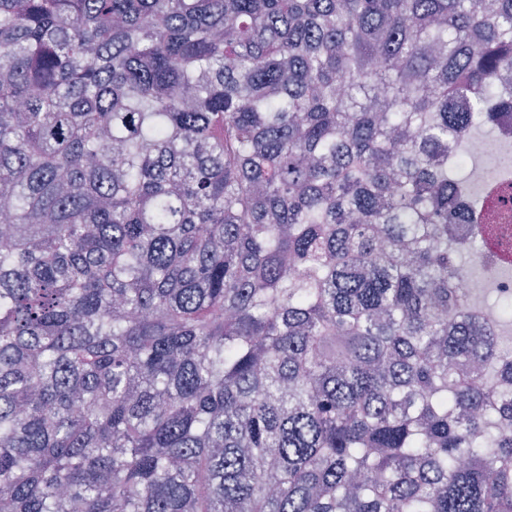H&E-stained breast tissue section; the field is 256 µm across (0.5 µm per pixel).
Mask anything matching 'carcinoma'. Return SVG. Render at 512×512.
<instances>
[{
	"label": "carcinoma",
	"instance_id": "1",
	"mask_svg": "<svg viewBox=\"0 0 512 512\" xmlns=\"http://www.w3.org/2000/svg\"><path fill=\"white\" fill-rule=\"evenodd\" d=\"M511 72L512 0H0V512H512Z\"/></svg>",
	"mask_w": 512,
	"mask_h": 512
}]
</instances>
